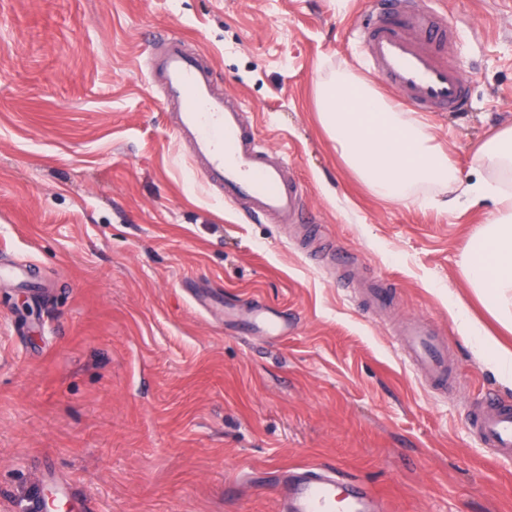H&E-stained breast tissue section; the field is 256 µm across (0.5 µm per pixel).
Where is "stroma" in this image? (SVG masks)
Here are the masks:
<instances>
[{
    "label": "stroma",
    "instance_id": "35a3bbf8",
    "mask_svg": "<svg viewBox=\"0 0 512 512\" xmlns=\"http://www.w3.org/2000/svg\"><path fill=\"white\" fill-rule=\"evenodd\" d=\"M462 37L465 112L429 118L472 182L471 154L512 124V0H435ZM370 0H0V512L54 496L77 512H279L288 469L368 482L389 512H512V461L470 435L512 379L462 335L454 303L504 332L459 259L489 207L391 203L322 130L315 82L365 67L351 37ZM181 36L287 149L323 241L392 282L378 315L320 249L248 217L196 170L145 73L152 32ZM260 299L286 339L239 335ZM425 319L454 391H433L392 332Z\"/></svg>",
    "mask_w": 512,
    "mask_h": 512
}]
</instances>
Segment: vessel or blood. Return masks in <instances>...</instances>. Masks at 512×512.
Wrapping results in <instances>:
<instances>
[{"instance_id": "1", "label": "vessel or blood", "mask_w": 512, "mask_h": 512, "mask_svg": "<svg viewBox=\"0 0 512 512\" xmlns=\"http://www.w3.org/2000/svg\"><path fill=\"white\" fill-rule=\"evenodd\" d=\"M459 36L457 21L427 0H374L359 42L378 85L394 92L399 106L433 116L463 111L469 98L470 82L448 56L449 43ZM148 76L159 81L164 103L177 111V138L190 145L206 181L222 187L225 201L246 200L257 221L270 217L303 225L304 243L313 244L305 226V191L288 159L270 162L269 149L256 135L243 102L214 93L211 69L186 50L180 36L165 34L164 49ZM243 319L265 336L288 332L287 319L260 304L245 310ZM394 336L426 380L444 387L452 383L448 347L426 321H403ZM468 429L493 460L512 459L511 403L485 394L468 413ZM279 501L282 512H384L386 507L371 485L318 466L293 469Z\"/></svg>"}]
</instances>
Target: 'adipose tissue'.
Returning a JSON list of instances; mask_svg holds the SVG:
<instances>
[{
	"label": "adipose tissue",
	"instance_id": "ef3b65f1",
	"mask_svg": "<svg viewBox=\"0 0 512 512\" xmlns=\"http://www.w3.org/2000/svg\"><path fill=\"white\" fill-rule=\"evenodd\" d=\"M319 122L344 165L375 196L418 198L425 187L452 189L444 207L492 204L486 224L467 240L460 272L487 312L512 330V126L477 147V178L458 187L457 167L428 125L397 109L373 84L346 66L314 87Z\"/></svg>",
	"mask_w": 512,
	"mask_h": 512
}]
</instances>
